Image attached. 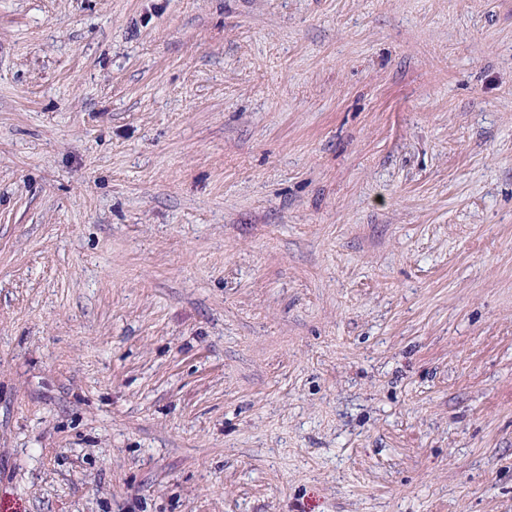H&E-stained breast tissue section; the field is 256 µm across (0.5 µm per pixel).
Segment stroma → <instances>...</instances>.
<instances>
[{"label": "stroma", "mask_w": 512, "mask_h": 512, "mask_svg": "<svg viewBox=\"0 0 512 512\" xmlns=\"http://www.w3.org/2000/svg\"><path fill=\"white\" fill-rule=\"evenodd\" d=\"M0 512H512V0H0Z\"/></svg>", "instance_id": "35a3bbf8"}]
</instances>
